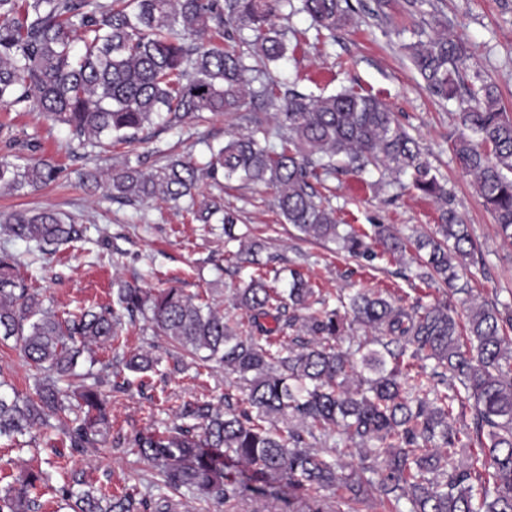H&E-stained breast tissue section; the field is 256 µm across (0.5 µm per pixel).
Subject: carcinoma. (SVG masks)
Returning a JSON list of instances; mask_svg holds the SVG:
<instances>
[{"mask_svg": "<svg viewBox=\"0 0 512 512\" xmlns=\"http://www.w3.org/2000/svg\"><path fill=\"white\" fill-rule=\"evenodd\" d=\"M292 0H0V106L38 112L69 129L87 148L108 136L118 144L165 117L169 128L236 112L249 102L276 106L272 130H255L208 145L201 165L171 156L144 171L126 159L119 167L90 169L84 180L104 186L112 200L134 204L194 197L199 182L223 172L227 181L276 189L287 224L306 239L334 242L354 260L377 253L398 257L425 252L414 274L431 286H454L458 267L474 255L470 225L449 207L450 194L431 173L418 142L389 107L352 88L324 95L288 86L274 68L288 60ZM317 32L332 39L351 25L349 0H300ZM412 29L405 49L424 85L452 98L466 88L459 113L465 132L452 141L462 168L491 213L499 235L512 239V115L497 87L480 74L467 80V50L440 32ZM252 38L243 37L244 32ZM377 171L441 204L431 234L403 235L383 224L373 234L338 224L320 188L344 171ZM50 160L19 164L0 158V190L20 193L56 181ZM222 215L224 248L231 259L256 263L255 244L234 233L236 218L224 198L193 211L208 224ZM0 232L33 242L43 251L80 238L81 228L52 209L0 213ZM238 243V249L230 245ZM246 319H232L176 286L156 292L130 283L113 292L112 307L84 309L65 319L41 306L0 257V340L14 339L33 371L34 393L23 395L0 381V439L14 441L40 429H58L69 448H132L159 467L160 482L174 492L222 503L244 491L264 495L273 485L309 497V512H324L323 493L342 490L346 509L372 501L392 512H512V306L469 301L460 319L445 301L405 306L379 290L336 296L332 307L298 269L288 288L269 285L256 268L235 292ZM149 316L152 333L179 353L235 376L239 395L224 394V407L183 406L182 423L156 434L110 437V392L104 380L76 372L90 342H115L122 318ZM368 332L355 340L352 324ZM347 349L341 348L343 341ZM153 360L135 354L122 361L144 373ZM285 423L280 427L277 422ZM338 434L361 459L346 468L312 448L307 438ZM383 459L379 467L368 459ZM251 468L245 481L224 469ZM49 476L30 472L19 486L0 491V512H35L32 497ZM73 472L61 488L74 512H147V502L126 493L96 497Z\"/></svg>", "mask_w": 512, "mask_h": 512, "instance_id": "1", "label": "carcinoma"}]
</instances>
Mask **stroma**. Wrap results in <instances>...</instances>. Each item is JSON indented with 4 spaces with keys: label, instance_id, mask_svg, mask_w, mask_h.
Instances as JSON below:
<instances>
[{
    "label": "stroma",
    "instance_id": "stroma-1",
    "mask_svg": "<svg viewBox=\"0 0 512 512\" xmlns=\"http://www.w3.org/2000/svg\"><path fill=\"white\" fill-rule=\"evenodd\" d=\"M365 2L366 11L357 13L347 30L326 42L316 40L306 14L290 16L292 50L280 72L289 84L306 93L327 95L352 87L385 102L417 139L434 173L447 181L453 208L471 226L478 251L474 262L460 270L461 281L476 296L512 301V241L498 235L472 177L451 150V141L461 130L457 118L461 105L424 89L404 48L410 29L421 24L425 15L413 0H388L378 15L370 11L375 0ZM430 2L434 12L447 21L450 34L466 42L469 71L490 77L512 113V0ZM274 114L271 104L257 101L238 112L211 115L179 129L156 122L144 131L143 142L131 146L106 142L82 149L71 143L66 126L37 112H9L0 107V157L35 154L63 168L59 179L42 189L0 193V212L49 207L75 217L85 228L83 239L44 254L34 244L9 241L2 235L0 249L11 254L13 272L24 279L30 293L62 318L84 308L111 306L112 291L122 282L151 291L174 285L238 318L242 311L234 305L233 292L249 271L226 258L223 225L198 223L189 210L191 201L220 196L237 218L236 234L260 242L258 261L267 269L280 270L279 287L288 283L287 270L298 267L330 300L341 292L387 289L409 303L419 298L427 304L439 297L460 308L461 297L452 288L435 290L409 278V271L416 267L411 256L399 261L384 256L371 263L355 262L346 259L334 243L301 239L280 216L273 188L228 182L219 176L201 181L191 200L123 205L112 201L106 189L88 187L80 178L88 168L104 169L127 158L139 160L148 171L173 151L204 162L209 158V145L223 142L230 134L274 128ZM326 185L338 221L364 231L385 224L404 234L427 233L439 221L434 202L375 172L343 173L328 179ZM116 249L125 254L117 267L112 264ZM171 350L170 343L153 336L149 322L142 318L125 323L115 345L92 346V356L101 363L138 351L150 352L158 360L149 372H124L128 385L113 392L108 407L112 434L161 430L175 421L185 403L223 402L231 375L220 368L198 369L189 358L176 363ZM1 465L15 480L31 471L49 472L51 488L40 497L38 512H61L58 490L76 470L84 473L95 494L128 492L146 499L150 512H160L168 501L174 504L172 512H288L283 500L270 496L247 493L219 504L172 493L153 485L152 465L127 448L77 454L59 440L50 446L41 438L21 450L1 440Z\"/></svg>",
    "mask_w": 512,
    "mask_h": 512
}]
</instances>
